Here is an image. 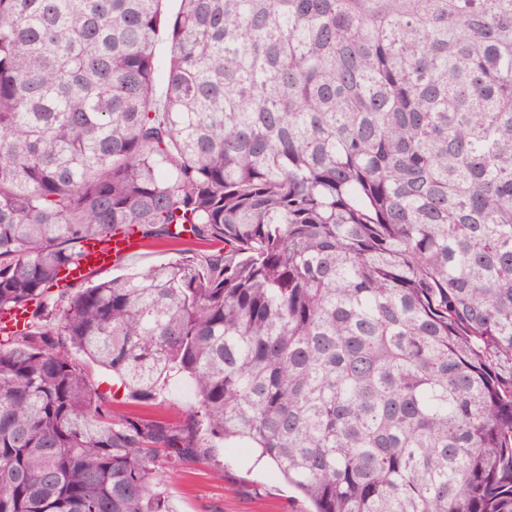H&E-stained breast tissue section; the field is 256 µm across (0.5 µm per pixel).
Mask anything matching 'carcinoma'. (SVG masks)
<instances>
[{
    "mask_svg": "<svg viewBox=\"0 0 512 512\" xmlns=\"http://www.w3.org/2000/svg\"><path fill=\"white\" fill-rule=\"evenodd\" d=\"M165 2L0 0V512H171L156 457L221 446L315 512H512V0ZM143 241L145 249L136 256L133 255L140 250V243L135 237H114L106 243L98 242L94 239L84 241L82 243V256L79 263L72 269L66 270L59 286L68 285L72 281L80 280L92 270H94L91 273L92 280L104 281L176 259L180 256L179 250L187 248L203 250L198 246L188 243L170 244L153 239H144ZM125 258L129 259L112 267L115 262ZM85 371L89 383L100 393H103L110 401L112 408L122 414L145 419H157L169 422L171 424H179L185 419L186 410L190 404L180 400L176 396L183 399H191L192 392L188 387H179L174 396L172 389H164L159 392L157 398L153 401L144 403L128 400L123 396L121 390L115 396L113 393L116 387H112V374L106 372L102 368L92 364L86 363Z\"/></svg>",
    "mask_w": 512,
    "mask_h": 512,
    "instance_id": "obj_1",
    "label": "carcinoma"
}]
</instances>
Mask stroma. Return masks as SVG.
I'll return each mask as SVG.
<instances>
[{
	"instance_id": "1",
	"label": "stroma",
	"mask_w": 512,
	"mask_h": 512,
	"mask_svg": "<svg viewBox=\"0 0 512 512\" xmlns=\"http://www.w3.org/2000/svg\"><path fill=\"white\" fill-rule=\"evenodd\" d=\"M180 255L176 244L149 239L144 250L115 266L95 270L92 280L104 281L157 266ZM89 383L108 396L112 408L123 415L157 419L178 424L186 416L188 405L172 390L159 392L144 403L115 393L112 375L94 364H86ZM172 512H311L304 497L291 490L275 465L257 452L230 453L215 449L210 458L188 465H174L167 459L157 461Z\"/></svg>"
}]
</instances>
